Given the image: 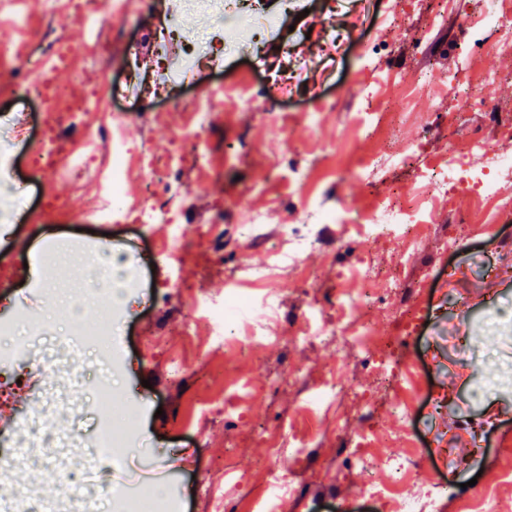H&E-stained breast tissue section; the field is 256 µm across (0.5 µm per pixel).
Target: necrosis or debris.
Returning <instances> with one entry per match:
<instances>
[{
	"label": "necrosis or debris",
	"instance_id": "obj_1",
	"mask_svg": "<svg viewBox=\"0 0 512 512\" xmlns=\"http://www.w3.org/2000/svg\"><path fill=\"white\" fill-rule=\"evenodd\" d=\"M267 3L268 0H221L224 16L222 40L237 38L240 26L245 21L253 18L270 19ZM451 19L465 33L473 30L489 31L492 39L484 44L486 54L512 51V0H465L464 4L455 5L453 10L437 11L432 24L440 28ZM154 37L158 44L171 50L170 57L175 70L173 76L167 78V85L192 81L202 65L217 67L221 64L219 56L204 57L196 51L195 36L185 25V13L181 5L172 6L165 26L157 29ZM496 77L495 71L484 69L464 85L458 81L456 74L442 77L431 72L401 78L395 87L401 92L410 90L424 94L438 88L447 89L455 112L482 113L502 134L511 135L512 109L492 103L480 91L484 83ZM473 154L484 158L482 167L470 166L468 158ZM127 155L128 151L124 148L112 152V163L104 176L108 201L101 209L103 216L107 221L117 224H164L169 228L172 241H180L184 235L181 212L146 202L137 205L125 202L123 185L129 175ZM416 179L424 186L421 194L404 200L392 196L379 199L372 205L369 214L362 218L360 234L365 238L368 248L377 253L390 246L396 247L399 259L390 268L366 260V288L356 294H338L340 308L349 311L350 317L336 326L322 329L321 336L344 353L354 354L368 349L371 339L361 312L365 309L378 310L380 298L385 294L395 298L387 315L397 325L399 336L408 337L414 333L424 311L423 288L419 285L405 288L403 275L427 231L425 216L429 206L445 200L450 194L465 191L477 200L486 202L482 223L498 224L512 220V156L498 154L487 140L471 139L466 150L460 152L452 148L446 150L445 154L417 168ZM343 221L344 216L340 210L321 207L307 214L304 221L285 225L283 234L295 252L300 253L317 245L315 225L340 224ZM114 293V287L98 283L85 289L84 305L101 310L102 317L91 328L74 330L72 336L60 343L58 353L38 362L36 373L40 380L52 378L58 369L61 352L89 348L107 350L112 337ZM82 392L83 387L76 380L60 388L47 389L41 408L36 414L14 422L13 435L6 449L0 451L2 475L16 464L21 449H64V457L54 469L55 479L60 485V495L56 502L38 509L26 494L0 495V512H98V504L104 499L113 502L110 512H169L167 499L158 490L133 489L117 495L109 483L97 479L96 474L103 465H119L127 443L126 438L113 433L109 421H100L93 437L87 441L76 438L74 434L79 421L75 414L69 416L66 425L52 439L40 436L38 424L41 419L55 413L61 405L77 401ZM382 435V430L371 426L347 443L344 465L362 466L368 473V480L361 490L362 497L382 502L389 507L390 512H435L436 502L448 491L446 482L441 479L428 482L420 495L400 497L397 485L409 470V460L401 456H373L369 448L373 440ZM74 468L82 469L88 477L84 489L76 490L69 484V472Z\"/></svg>",
	"mask_w": 512,
	"mask_h": 512
}]
</instances>
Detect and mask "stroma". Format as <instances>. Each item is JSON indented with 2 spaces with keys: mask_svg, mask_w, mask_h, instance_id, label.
Instances as JSON below:
<instances>
[{
  "mask_svg": "<svg viewBox=\"0 0 512 512\" xmlns=\"http://www.w3.org/2000/svg\"><path fill=\"white\" fill-rule=\"evenodd\" d=\"M74 2L21 0L30 25L48 34L41 42L30 40L24 28L0 22V136L12 121L28 129L25 138L7 146V180L0 184L13 201L8 225L0 224V264L27 261L19 277L0 286V324L18 323L23 310H35L38 324L28 334L37 352L54 348L68 334L67 311L43 281L57 243L68 245L63 279L72 285L83 280L85 255L110 250L140 256L139 286L125 295L110 340L111 385L120 403L99 397L100 373L91 360L76 374L85 384L83 435H92L97 421L108 418L113 430L136 436L126 461L110 476L113 487L165 484L173 512H251L253 499L268 491L259 461L283 422L307 432L314 453L304 460L277 453L279 472L300 489L284 498L281 512H383L360 496L364 473L343 467L338 456L337 419L347 420L350 438L366 427L356 405L348 400L316 414L305 407L317 380L341 377L346 387L371 399L376 423L389 434L373 441L372 454H411L404 426L389 410L391 395L376 383L372 367L382 362L406 380L401 396L417 410L418 437L445 453L419 459L399 484L400 495H418L423 479L445 462L454 483L473 479L483 489L501 486L512 472V223L478 225L449 254L441 249L442 239L455 233V220H469L477 200L458 194L432 209L406 277L411 284H431L425 322L401 347L382 348L380 339L392 335L393 326L377 312L365 317L373 340L367 353L347 356L334 346L296 339L301 313L316 298L341 286L363 287L364 242L355 221L374 201L416 188V165L451 145L464 150L475 137L512 155V136L481 113L452 119L447 93L408 100L394 89L402 73L444 76L459 58L472 56L470 41L455 24L432 27L441 0H335L329 13L322 0H295L256 50L225 45L222 69L202 70L167 99L126 98L122 89L133 64L144 86H152L164 53L152 32L164 23L169 0L135 5L123 22L102 12L97 33L104 49L98 56L82 48L90 30ZM397 5L405 11L400 22L391 17ZM60 37L73 48L66 65L31 73V80L68 87L69 103L105 95L110 109L90 113L92 125L111 127L115 142L143 149L155 167L166 168L172 156H181L158 199L189 205L184 247L173 248L163 224L100 222L91 202L112 155L99 146L96 162L81 178L66 175L67 152L88 148L67 128L69 104L56 114L66 153L55 165L39 162L46 103L19 83L13 51L22 47L38 58L56 49ZM367 45L383 53L372 73L360 62ZM472 58L474 69L499 74L483 94L512 107V51ZM275 76L288 94L269 101V114L236 97L193 145L181 143L196 103L212 90L243 78L262 88ZM368 91L391 110L387 128L370 138L362 128ZM321 100L329 106L320 111ZM409 153L415 163L389 166L373 178L361 167L367 156ZM43 186L62 208L45 206ZM320 204L343 210L347 221L317 225V247L294 256L282 227ZM254 217L255 233L241 235L240 226ZM230 290L274 306L270 337L245 350L236 343L214 346V322L197 305L202 295L222 302ZM174 360L183 365L177 375L170 370ZM241 377L255 393L242 415L225 418L224 401ZM429 390L445 399L434 415L423 402ZM231 462L239 466L234 482L224 475ZM52 468L44 449L29 448L6 482L35 498L54 499L60 490Z\"/></svg>",
  "mask_w": 512,
  "mask_h": 512,
  "instance_id": "stroma-1",
  "label": "stroma"
}]
</instances>
